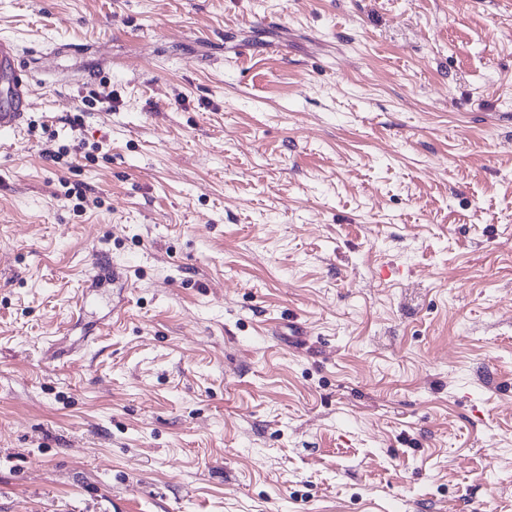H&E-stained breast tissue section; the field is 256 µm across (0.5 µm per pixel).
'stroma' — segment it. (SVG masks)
<instances>
[{
  "label": "stroma",
  "mask_w": 512,
  "mask_h": 512,
  "mask_svg": "<svg viewBox=\"0 0 512 512\" xmlns=\"http://www.w3.org/2000/svg\"><path fill=\"white\" fill-rule=\"evenodd\" d=\"M0 38V512H512V0ZM17 50L8 40L0 39V70L8 75L5 102L0 105V133L16 132L30 108L31 86L16 67Z\"/></svg>",
  "instance_id": "1"
}]
</instances>
